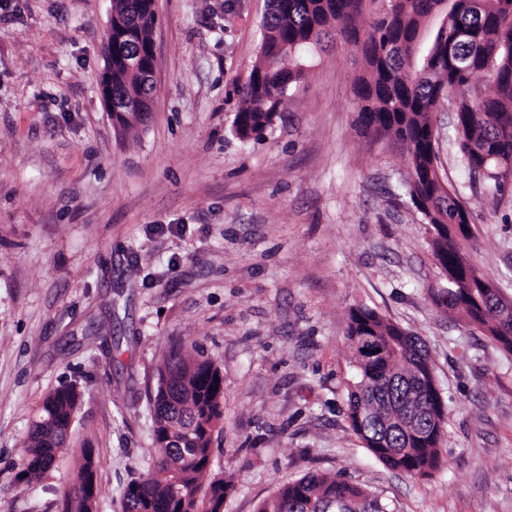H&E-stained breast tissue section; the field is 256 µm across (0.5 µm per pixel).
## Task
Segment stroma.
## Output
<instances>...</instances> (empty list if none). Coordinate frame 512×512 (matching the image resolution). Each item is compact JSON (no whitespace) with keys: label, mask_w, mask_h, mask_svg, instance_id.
<instances>
[{"label":"stroma","mask_w":512,"mask_h":512,"mask_svg":"<svg viewBox=\"0 0 512 512\" xmlns=\"http://www.w3.org/2000/svg\"><path fill=\"white\" fill-rule=\"evenodd\" d=\"M154 3L151 114L121 132L99 91L112 0H0V512H57L85 447L98 512H122L152 466L148 400L174 346L224 377V512H259L308 472L393 512H512V354L433 304L447 281L404 194L406 156L355 122L360 53H313L281 118L243 141L233 120L269 0ZM434 125L471 258L512 300V193L472 182L450 104ZM355 306L431 353L446 418L430 477L386 467L346 419ZM64 384L84 392L71 449L27 481L23 440Z\"/></svg>","instance_id":"35a3bbf8"}]
</instances>
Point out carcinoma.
Segmentation results:
<instances>
[{
    "instance_id": "cac0c4a2",
    "label": "carcinoma",
    "mask_w": 512,
    "mask_h": 512,
    "mask_svg": "<svg viewBox=\"0 0 512 512\" xmlns=\"http://www.w3.org/2000/svg\"><path fill=\"white\" fill-rule=\"evenodd\" d=\"M446 2L382 0L361 41L357 20L365 0H270L233 130L243 141L262 135L285 111L289 92L307 77L304 59L312 48L332 32L352 43L365 63L354 84L357 126L365 132L379 128L405 150L407 195L423 223L435 231L433 257L473 270L469 286L450 283L430 292L433 303L462 314L512 353V306L487 294L489 280L466 258L473 231L459 229L467 202L445 181L432 145V116L455 87L460 91L454 112L462 164L496 193L512 182V0H459L455 9ZM112 11L133 21L124 49L126 57L138 58L135 69L112 62L113 93L149 100V61L139 53L152 42L151 0H112ZM365 336L380 341L385 359H365L355 347ZM347 338L356 366L347 407L351 429L390 469L429 476L442 464L444 412L434 404L428 349L416 334L363 306L350 310ZM81 397L73 384L45 396L23 448L26 478L45 476L68 449ZM223 398L224 377L210 360L179 348L170 351L149 403L154 472L124 486L122 512H218L231 482L206 477ZM81 455L80 468L60 495L59 512H97V457L92 448L81 449ZM259 512L391 510L362 486L308 472L280 486Z\"/></svg>"
}]
</instances>
